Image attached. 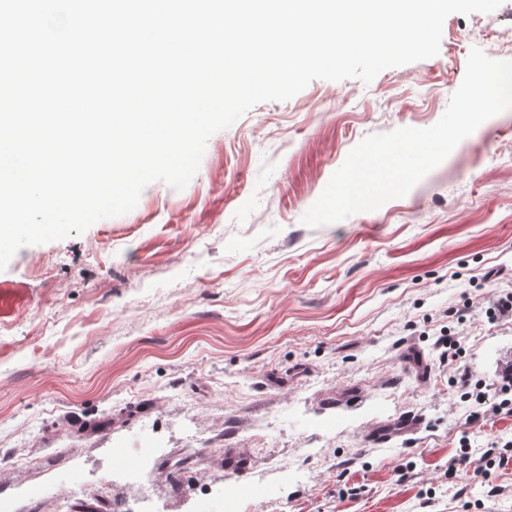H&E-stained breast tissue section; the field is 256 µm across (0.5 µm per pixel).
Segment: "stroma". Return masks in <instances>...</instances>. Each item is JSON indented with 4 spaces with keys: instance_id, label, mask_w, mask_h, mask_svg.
Segmentation results:
<instances>
[{
    "instance_id": "1",
    "label": "stroma",
    "mask_w": 512,
    "mask_h": 512,
    "mask_svg": "<svg viewBox=\"0 0 512 512\" xmlns=\"http://www.w3.org/2000/svg\"><path fill=\"white\" fill-rule=\"evenodd\" d=\"M502 37L512 0L450 15L437 56L257 104L209 138L183 190L152 183L126 214L19 249L0 271V498L512 512V413L456 382L465 367L500 383L512 360V320L485 316L512 292V110L405 196L301 221L365 136L434 125L471 48L502 59ZM445 333L461 353L444 361ZM409 412L416 431L369 441ZM238 458L251 492L203 497Z\"/></svg>"
}]
</instances>
